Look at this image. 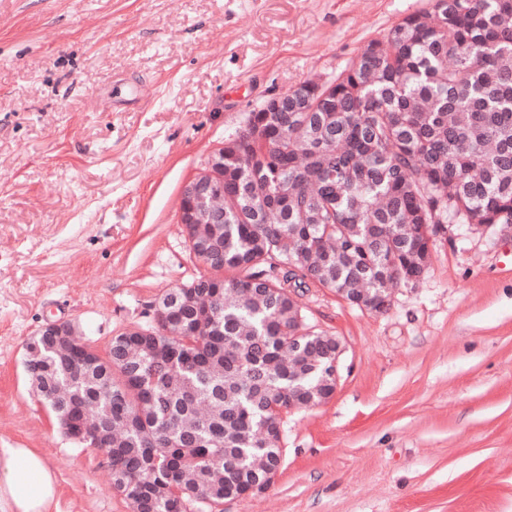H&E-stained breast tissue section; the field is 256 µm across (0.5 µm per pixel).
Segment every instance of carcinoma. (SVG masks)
Returning <instances> with one entry per match:
<instances>
[{"label": "carcinoma", "instance_id": "cac0c4a2", "mask_svg": "<svg viewBox=\"0 0 512 512\" xmlns=\"http://www.w3.org/2000/svg\"><path fill=\"white\" fill-rule=\"evenodd\" d=\"M224 209L193 226L230 272L186 290L112 365L72 346L38 379L112 432V489L135 512L261 490L283 415L332 388L328 336L298 319L306 280L382 306L450 224L512 223V0H430L371 40L301 112L248 113L224 140ZM48 402V405L55 404Z\"/></svg>", "mask_w": 512, "mask_h": 512}]
</instances>
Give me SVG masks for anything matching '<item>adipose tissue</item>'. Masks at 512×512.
<instances>
[{"instance_id":"ef3b65f1","label":"adipose tissue","mask_w":512,"mask_h":512,"mask_svg":"<svg viewBox=\"0 0 512 512\" xmlns=\"http://www.w3.org/2000/svg\"><path fill=\"white\" fill-rule=\"evenodd\" d=\"M57 494L47 459L30 448H0V506L8 512H47Z\"/></svg>"}]
</instances>
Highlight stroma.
<instances>
[{
    "label": "stroma",
    "instance_id": "1",
    "mask_svg": "<svg viewBox=\"0 0 512 512\" xmlns=\"http://www.w3.org/2000/svg\"><path fill=\"white\" fill-rule=\"evenodd\" d=\"M428 0H0V448H34L50 512H131L103 453L34 393L48 320L83 344L153 322L203 264L184 183L248 113L329 80ZM338 337L326 403L285 414L270 486L205 512H512V224H452L422 277L372 313L315 285ZM70 336L76 340L75 336H77V332L72 324L68 322L48 320L27 341L25 350L30 354V357L32 358L33 356L39 354L41 347H57L62 344H68Z\"/></svg>",
    "mask_w": 512,
    "mask_h": 512
}]
</instances>
